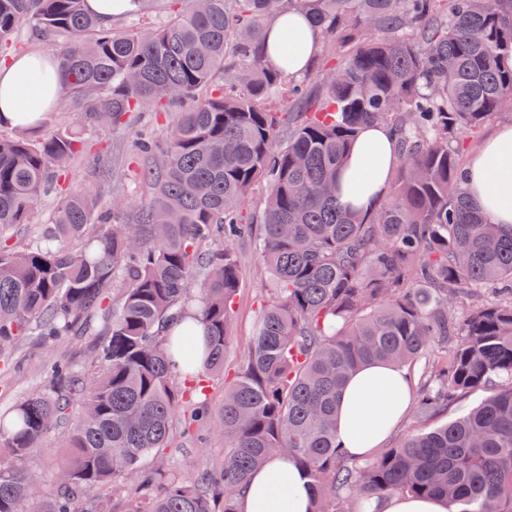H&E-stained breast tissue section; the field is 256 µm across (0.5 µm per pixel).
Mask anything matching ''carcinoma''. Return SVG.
I'll list each match as a JSON object with an SVG mask.
<instances>
[{
    "instance_id": "1",
    "label": "carcinoma",
    "mask_w": 512,
    "mask_h": 512,
    "mask_svg": "<svg viewBox=\"0 0 512 512\" xmlns=\"http://www.w3.org/2000/svg\"><path fill=\"white\" fill-rule=\"evenodd\" d=\"M172 3L165 25L118 31L84 0H0V48H15L24 25L59 41L62 98L83 105L77 130L0 138V366L28 336L52 343L107 320L100 375L57 360L43 389L0 415V512H29L32 448L74 415L71 458L44 512H74L121 475L139 489L123 512H238L252 472L282 452L306 472L314 512H364L389 495L512 512V226L490 223L470 198L459 138L512 110V0ZM290 8L322 31L313 96L264 60V31ZM284 93L308 111H272ZM171 104L178 120L166 139L140 138L154 195L138 223L115 221L122 203L79 189L36 241L11 242L84 150L82 131ZM370 122L391 130L398 164L363 215L337 200V171ZM261 182L258 246L274 293L221 409L188 417L224 433V468L187 480L147 472L143 459L168 447L188 398L204 401L203 379L224 369L238 288L231 243L252 229L244 206ZM180 314L204 326L203 352L189 326L165 334ZM450 336L447 360L429 359ZM178 361L189 375L175 372ZM373 362L417 369L419 417L495 389L361 465L338 450L334 416L345 381Z\"/></svg>"
}]
</instances>
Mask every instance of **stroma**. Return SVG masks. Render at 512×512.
I'll return each mask as SVG.
<instances>
[{
	"label": "stroma",
	"instance_id": "stroma-1",
	"mask_svg": "<svg viewBox=\"0 0 512 512\" xmlns=\"http://www.w3.org/2000/svg\"><path fill=\"white\" fill-rule=\"evenodd\" d=\"M175 115L172 109L148 111L135 123L120 129L86 132L88 148L76 156L66 170L60 182L62 190L85 188L105 200L124 197L128 201L124 218L128 223H136L138 204L150 195L148 185L139 177L149 160L135 147L136 132L145 128L155 137H162ZM61 192L49 194L38 202L29 224L15 232L14 242L23 245L33 241L41 225L52 220L61 203ZM233 250L240 263L239 288L235 296L231 338L224 355V370L208 381L207 399L214 409L223 403L224 391L248 351L260 311L271 297L272 283L256 249L255 237L235 241ZM105 331L106 321L98 316L93 320L92 331L55 344L43 343L35 336L27 337L16 352L14 369L0 371V413L9 412L22 397L40 390L46 370L55 360L66 359L83 373L99 374L94 350ZM482 396V391H473L449 406L448 410L431 416L419 417L408 413L387 439V447H397L408 434L454 418L481 400ZM174 428L176 433L172 446L163 449L158 456L169 474L189 479L223 464L226 441L222 433L207 430L190 437L184 434V423L180 420L175 421ZM68 434L65 428L50 432L40 440L31 456L30 465L41 477L39 495L32 503L37 512L47 506L56 490V476L67 454Z\"/></svg>",
	"mask_w": 512,
	"mask_h": 512
}]
</instances>
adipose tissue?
<instances>
[{
  "label": "adipose tissue",
  "mask_w": 512,
  "mask_h": 512,
  "mask_svg": "<svg viewBox=\"0 0 512 512\" xmlns=\"http://www.w3.org/2000/svg\"><path fill=\"white\" fill-rule=\"evenodd\" d=\"M320 30L308 13L289 10L264 34L269 65L289 75L308 71L321 46ZM57 54H18L0 64V126L30 130L59 102ZM398 163L394 138L381 124L367 125L338 174L341 202L355 210L375 208ZM472 199L495 224L512 225V123L498 125L473 153L465 169ZM406 368L389 363L364 366L344 384L336 407L337 441L346 456L361 458L385 443L411 401ZM314 494L304 471L285 455L272 457L251 474L239 496L240 512H313Z\"/></svg>",
  "instance_id": "adipose-tissue-1"
}]
</instances>
